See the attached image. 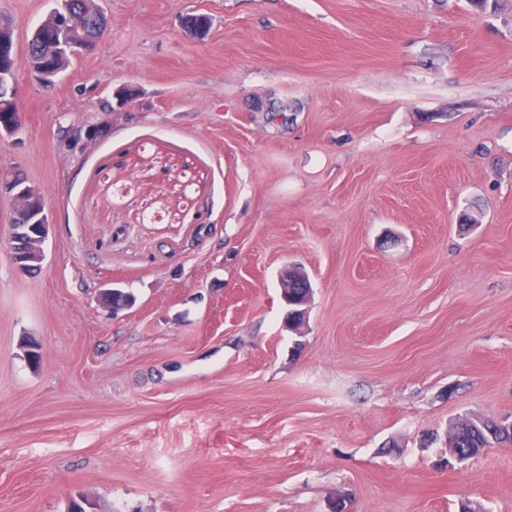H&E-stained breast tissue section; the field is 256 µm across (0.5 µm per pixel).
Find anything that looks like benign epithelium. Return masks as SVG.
<instances>
[{"instance_id":"obj_1","label":"benign epithelium","mask_w":512,"mask_h":512,"mask_svg":"<svg viewBox=\"0 0 512 512\" xmlns=\"http://www.w3.org/2000/svg\"><path fill=\"white\" fill-rule=\"evenodd\" d=\"M76 24V18L68 9L66 2L60 0L58 5L51 8L44 20L35 28L32 37L51 40L55 34L63 28H71ZM16 65H23L31 70L42 82L51 84L59 78V73L44 67L40 59L30 54L25 55L22 60H16ZM60 143L66 145L81 140L91 142L99 138V128L88 124H70L62 126L58 130ZM0 196H7L13 203V210L10 219V235L8 245L10 254L17 269L24 275L29 274L26 264L27 242L31 239L39 243L46 242L50 231V218L47 204H42L37 213H32L29 208L26 180L20 174V170H3L0 172ZM296 280H309L307 274L302 271L287 269L281 274L282 299L286 304H293L297 309L293 314L299 316V320L290 326L299 336L307 325L308 307L312 297V287H307L303 296L293 302L289 301L288 295L291 292V285Z\"/></svg>"}]
</instances>
